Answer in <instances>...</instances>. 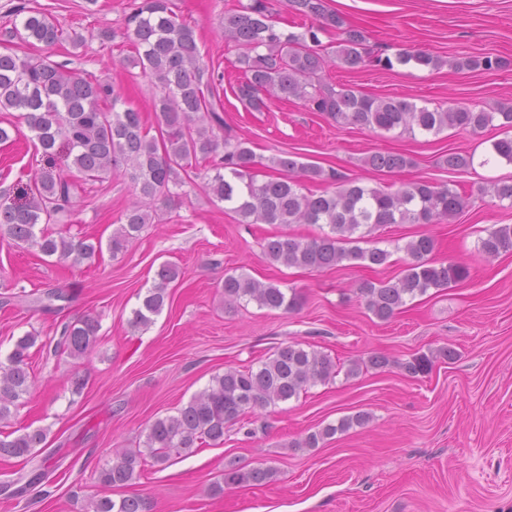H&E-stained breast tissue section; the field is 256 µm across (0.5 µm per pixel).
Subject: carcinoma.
Listing matches in <instances>:
<instances>
[{
    "mask_svg": "<svg viewBox=\"0 0 512 512\" xmlns=\"http://www.w3.org/2000/svg\"><path fill=\"white\" fill-rule=\"evenodd\" d=\"M296 14L310 17L314 24L301 32L285 31L278 26L276 2ZM15 16L20 24L0 33V40L35 41L47 48L66 41L77 44L82 36L65 30L45 12L19 3ZM224 39L237 49V69L243 81L237 97L249 108L260 111L266 97L298 100L314 112H325L338 125H359L373 130L403 133L419 131L438 135L448 129L476 131L496 126L507 136L491 143L490 159L512 164V103L486 110L467 105L446 109L430 108L408 99L376 98L351 86L338 89L320 82V74L330 65L349 68L366 65L392 69L394 65L439 69L444 61L420 50L401 49L393 56L371 55L364 48V35L343 27V21L325 6V0H238L224 12L221 21ZM339 31L338 45H325L320 35ZM122 37L134 50L132 63L155 90L153 109L159 136L149 135L141 112L126 105L114 86L84 78L66 65L46 57L0 52V112L17 110L34 134L43 154L53 157L57 141H62L66 157L85 179L101 181L117 170L128 173L136 201L120 217L112 233V255L126 249L153 223L154 206L178 195L184 185L182 174L202 163L210 166L207 189L224 209L234 213L241 224H321L328 230L312 238L283 234L267 240L266 258L286 267L322 269L350 261L371 267L387 262L390 252L379 247L361 248L356 242L385 224H431L452 218L466 206V199L447 184L417 180L394 189L366 187L342 182L335 190L312 191L305 183L336 181L334 171L304 163L294 154L269 158L268 168L277 176L257 181L252 170L258 161L248 142L242 138L214 132L224 120L205 91L213 88V68L200 53L195 28L179 20L171 0H140L124 20ZM457 70H490L500 61L462 56L452 62ZM412 164L402 154L375 153L365 165L376 171H395ZM450 170H467L474 155L450 152L442 159ZM74 181L62 173L46 171L33 181L24 203L0 209V229L17 243L38 249L46 256L56 255L78 265L102 251V243L85 236L52 234L46 225L58 221L72 204ZM488 194L512 207V183L498 182L480 186ZM436 241L428 235L412 239L401 247L408 262L394 282L367 281L358 293L365 308L374 317L392 318L407 300L424 295L431 288H447L469 277V267L450 261L436 263L431 254ZM479 251L486 257L512 252V225L488 230L480 239ZM178 277L169 263L156 272L154 285L132 310L129 324L146 328L159 315L167 299L168 285ZM254 301L261 308L296 309V292L286 293L272 283H262L249 275L224 276V302ZM98 317L85 315L61 330L57 347L72 357L93 351L98 341ZM38 336L28 332L19 337L0 360V424L16 414L24 395L29 393V350ZM456 358V351L444 347L438 354H420L403 363L412 377L432 371L437 357ZM336 374V364L323 353L308 350L298 342L277 347L257 368H229L212 378L174 416L158 418L146 428L144 449L115 452L112 463L99 473L100 482L110 488H125L140 476L145 457L165 465L172 454L189 455L196 442L224 441V429L257 410L277 407ZM369 415L359 412L308 433L295 442L297 448H318L325 439L353 426H363ZM47 429H23L11 438L0 437V458H15L29 463L46 446ZM272 476L262 467L249 470L230 463L224 467L223 483H214L210 491L221 495L224 489L242 484L260 485ZM90 512H150L151 504L140 494L117 500L100 498L89 503Z\"/></svg>",
    "mask_w": 512,
    "mask_h": 512,
    "instance_id": "cac0c4a2",
    "label": "carcinoma"
}]
</instances>
